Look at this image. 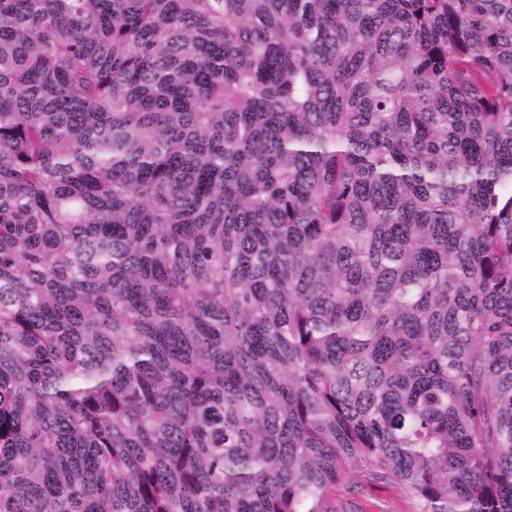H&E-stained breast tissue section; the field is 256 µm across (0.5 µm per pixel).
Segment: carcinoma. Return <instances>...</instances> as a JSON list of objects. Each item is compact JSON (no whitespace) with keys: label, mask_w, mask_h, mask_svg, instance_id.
<instances>
[{"label":"carcinoma","mask_w":512,"mask_h":512,"mask_svg":"<svg viewBox=\"0 0 512 512\" xmlns=\"http://www.w3.org/2000/svg\"><path fill=\"white\" fill-rule=\"evenodd\" d=\"M512 512V0H0V512ZM335 512H414L413 502L398 485L374 482L354 473L336 487Z\"/></svg>","instance_id":"carcinoma-1"}]
</instances>
